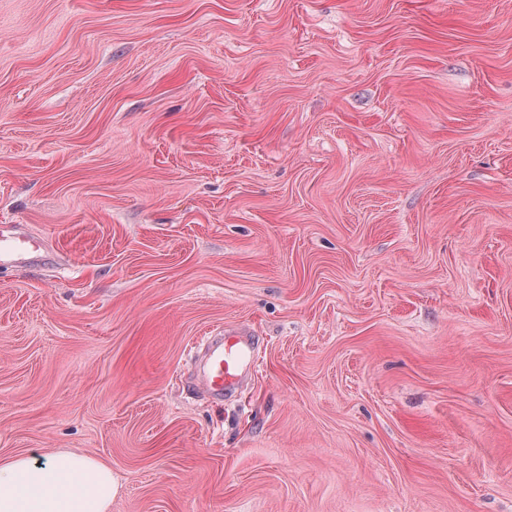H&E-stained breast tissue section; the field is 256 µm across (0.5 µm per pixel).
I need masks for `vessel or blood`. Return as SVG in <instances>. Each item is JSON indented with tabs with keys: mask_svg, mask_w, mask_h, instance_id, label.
<instances>
[{
	"mask_svg": "<svg viewBox=\"0 0 512 512\" xmlns=\"http://www.w3.org/2000/svg\"><path fill=\"white\" fill-rule=\"evenodd\" d=\"M48 247L33 242L21 224L0 226V266H23L49 259ZM203 372L210 392H233L254 368L255 342L249 333L221 330L204 337Z\"/></svg>",
	"mask_w": 512,
	"mask_h": 512,
	"instance_id": "vessel-or-blood-1",
	"label": "vessel or blood"
}]
</instances>
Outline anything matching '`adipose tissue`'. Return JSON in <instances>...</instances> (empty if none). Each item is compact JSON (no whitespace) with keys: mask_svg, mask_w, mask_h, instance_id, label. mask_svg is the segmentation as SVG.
Returning <instances> with one entry per match:
<instances>
[{"mask_svg":"<svg viewBox=\"0 0 512 512\" xmlns=\"http://www.w3.org/2000/svg\"><path fill=\"white\" fill-rule=\"evenodd\" d=\"M117 490L106 463L78 452L0 464V512H108Z\"/></svg>","mask_w":512,"mask_h":512,"instance_id":"obj_1","label":"adipose tissue"}]
</instances>
